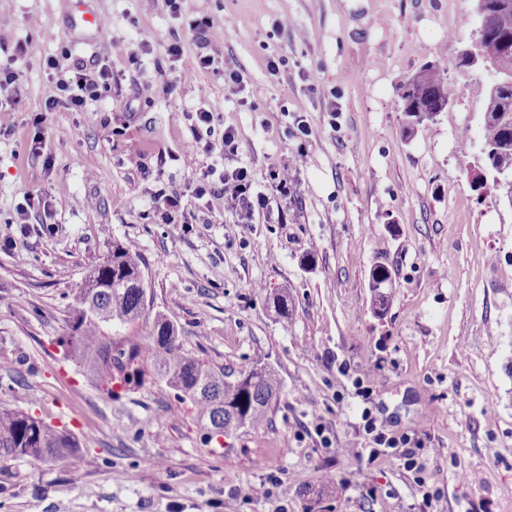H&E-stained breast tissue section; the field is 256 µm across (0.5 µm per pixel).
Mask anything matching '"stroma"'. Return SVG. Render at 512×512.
<instances>
[{"mask_svg":"<svg viewBox=\"0 0 512 512\" xmlns=\"http://www.w3.org/2000/svg\"><path fill=\"white\" fill-rule=\"evenodd\" d=\"M86 9L111 18V38L85 25ZM202 15L230 20L213 53L245 91L208 72L179 82ZM0 16L14 21L0 61L14 60L24 103L0 111V406L82 438L64 462L0 463V512H512V207L479 197L457 165L466 129L471 166H484L492 76L455 66L474 0H181L177 16L166 0H0ZM51 58L108 64L117 79L87 111L48 113ZM428 64L451 101L411 132L400 86ZM209 106L216 130H237L236 155L194 149V127L169 120ZM298 153L296 196L271 197L270 218L184 226L150 206L206 165L261 175ZM39 189L50 223L33 213L19 226ZM116 240L145 258L147 293L185 349L232 379L258 361L277 372L260 423L217 438L165 384L111 399L64 358L74 293ZM380 260L393 286L378 314L368 282ZM366 405L424 438L431 506L399 461L369 462ZM50 197L47 193L36 191L25 196V205L19 208L21 222L18 224H27L29 214L32 212L43 213L45 217L51 216Z\"/></svg>","mask_w":512,"mask_h":512,"instance_id":"35a3bbf8","label":"stroma"}]
</instances>
